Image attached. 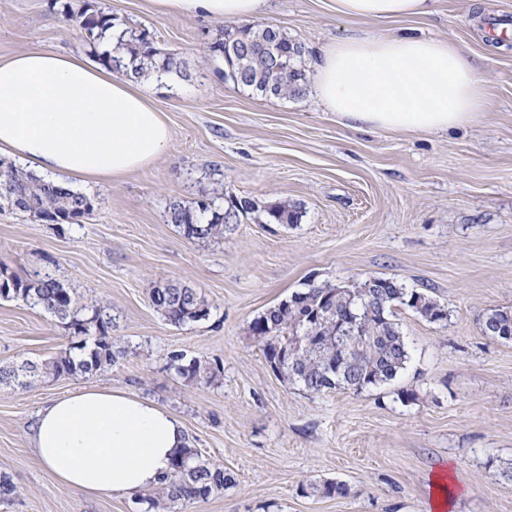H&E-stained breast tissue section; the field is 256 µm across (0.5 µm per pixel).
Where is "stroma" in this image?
<instances>
[{"label": "stroma", "instance_id": "35a3bbf8", "mask_svg": "<svg viewBox=\"0 0 512 512\" xmlns=\"http://www.w3.org/2000/svg\"><path fill=\"white\" fill-rule=\"evenodd\" d=\"M327 0H270L265 19L305 47L370 32L450 39L469 53L488 90L475 123L445 133L357 131L314 92L264 98L219 75L207 47L224 21L160 16L148 0H96L155 46L181 57L190 78L150 93L173 148L119 183L87 185L93 211L77 224L0 212V263L24 274L55 272L80 301L108 305L113 336L129 349L89 377L0 384V475L16 487L0 512H146L138 495L89 496L61 487L30 443L37 411L89 386L147 397L184 424L193 447L235 483L177 512H428L431 481L450 469L452 512H512V340L481 331L490 309L512 308V0H436L415 20L353 22ZM29 49L98 60L101 49L65 20L60 0H0V59ZM223 188L256 211L222 236L185 239L165 219ZM300 207L274 224L269 205ZM392 277L444 305L431 323L397 315L412 354L394 380L355 393H310L274 373L250 332L267 307L308 280L348 285ZM179 282L203 293L208 320L169 324L149 290ZM50 314L0 301V366L38 363L68 347ZM220 360L219 385L167 369V354ZM415 395L403 402L402 392ZM325 480L344 497L304 494Z\"/></svg>", "mask_w": 512, "mask_h": 512}]
</instances>
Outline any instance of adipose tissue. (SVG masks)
<instances>
[{"instance_id": "adipose-tissue-1", "label": "adipose tissue", "mask_w": 512, "mask_h": 512, "mask_svg": "<svg viewBox=\"0 0 512 512\" xmlns=\"http://www.w3.org/2000/svg\"><path fill=\"white\" fill-rule=\"evenodd\" d=\"M268 0H151L156 12L220 20L262 16ZM434 0H330L337 16L384 22L430 14ZM322 105L356 128L445 132L476 122L487 91L452 40L357 34L322 48L312 74ZM172 147L146 81L73 55L32 49L0 60V154L29 170L115 183ZM39 462L85 494H137L159 485L189 438L182 421L120 389L49 401L31 428Z\"/></svg>"}]
</instances>
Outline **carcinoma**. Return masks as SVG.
I'll return each mask as SVG.
<instances>
[{
	"label": "carcinoma",
	"instance_id": "obj_1",
	"mask_svg": "<svg viewBox=\"0 0 512 512\" xmlns=\"http://www.w3.org/2000/svg\"><path fill=\"white\" fill-rule=\"evenodd\" d=\"M62 14L94 40L117 19L112 11L95 9L87 0L77 11L63 3ZM124 36L130 59L126 62L112 57L108 64L113 70L130 71L139 79L152 71L185 80L190 77L186 63L175 55L160 54L146 31L127 28ZM209 51L222 57L224 72L233 75L236 84L261 96L299 99L307 93L304 47L277 26L258 21L227 27L224 36L211 43ZM1 198L11 201L9 209L36 219L42 212L57 218H81L89 213L87 196L44 181L2 159ZM221 198L223 194L216 192L193 206L171 202L166 211L167 222L176 225L186 239L203 240L223 235L224 225L237 222L254 210V203L246 198L234 200L222 210L216 205ZM267 215L277 224H296L299 220L296 206L286 200L270 205ZM1 270L18 288L0 294V299L41 309L64 324L72 336L81 332L83 337L72 343L71 349L41 364L25 362L0 367V382L26 386L39 377L92 374L118 364L126 356V350L112 339V316L103 307L81 304L66 281L49 272L19 275L2 264ZM150 299L156 311L176 327L199 322V309L210 316L211 306L202 292L181 283L169 282L165 288L151 289ZM400 307L433 323L445 319L444 308L427 295L393 278L369 276L347 287L310 280L301 290L268 307L252 321L250 330L268 363L299 344L288 363L278 369L288 383L313 393L328 389L360 392L392 381L411 359L396 322ZM481 330L492 339L512 335V310L486 311ZM167 367L205 385L218 383L222 374L219 362L190 357L183 350L168 353ZM231 483L233 477L224 467L191 447L187 456L175 462L172 474L143 502L151 512H176L179 503L205 500ZM311 489L324 498L348 494L346 484L333 480L313 484Z\"/></svg>",
	"mask_w": 512,
	"mask_h": 512
}]
</instances>
